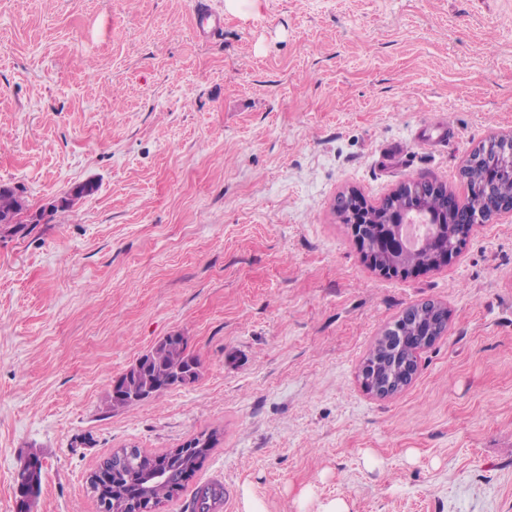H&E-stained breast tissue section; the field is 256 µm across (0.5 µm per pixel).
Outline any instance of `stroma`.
I'll list each match as a JSON object with an SVG mask.
<instances>
[{"label": "stroma", "mask_w": 512, "mask_h": 512, "mask_svg": "<svg viewBox=\"0 0 512 512\" xmlns=\"http://www.w3.org/2000/svg\"><path fill=\"white\" fill-rule=\"evenodd\" d=\"M194 0H0V183L39 210L0 235V512H97L117 448L217 441L155 512H512V212L407 276L336 212L429 181L464 199L512 133V0H262L194 30ZM448 327L379 397L365 358L410 307ZM179 333L200 378L107 412L114 377ZM312 499L301 504L302 492ZM42 461L36 455L28 456L17 475L19 512H32L38 496V486L42 475Z\"/></svg>", "instance_id": "1"}]
</instances>
